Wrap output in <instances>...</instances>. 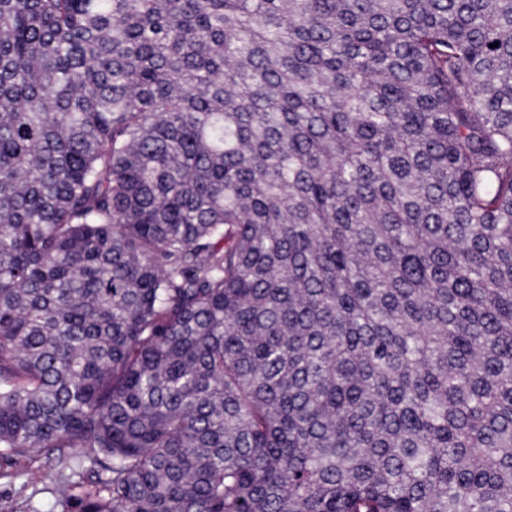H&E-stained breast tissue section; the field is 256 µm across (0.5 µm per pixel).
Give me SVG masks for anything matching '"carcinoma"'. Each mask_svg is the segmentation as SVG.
<instances>
[{
    "label": "carcinoma",
    "instance_id": "carcinoma-1",
    "mask_svg": "<svg viewBox=\"0 0 512 512\" xmlns=\"http://www.w3.org/2000/svg\"><path fill=\"white\" fill-rule=\"evenodd\" d=\"M34 456L58 512H512V0H0Z\"/></svg>",
    "mask_w": 512,
    "mask_h": 512
}]
</instances>
